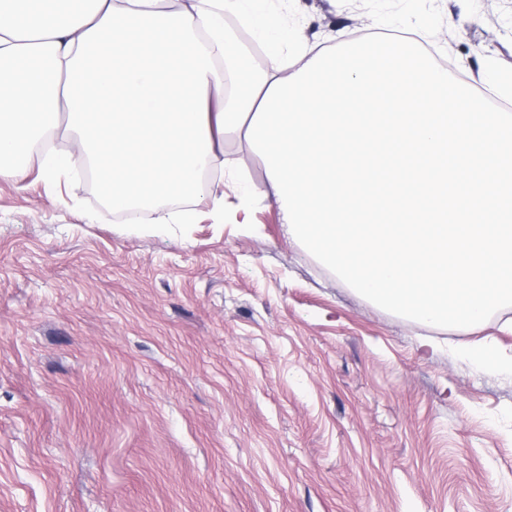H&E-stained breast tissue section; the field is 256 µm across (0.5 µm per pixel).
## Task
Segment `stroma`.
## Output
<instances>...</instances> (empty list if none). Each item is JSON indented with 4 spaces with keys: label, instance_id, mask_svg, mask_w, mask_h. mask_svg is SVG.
I'll list each match as a JSON object with an SVG mask.
<instances>
[{
    "label": "stroma",
    "instance_id": "35a3bbf8",
    "mask_svg": "<svg viewBox=\"0 0 512 512\" xmlns=\"http://www.w3.org/2000/svg\"><path fill=\"white\" fill-rule=\"evenodd\" d=\"M249 43L410 35L453 81L512 77V0H264ZM43 158L0 176V512H512V306L422 325L364 295L253 196L224 141L186 201L112 213ZM249 208L252 224H235ZM429 340L434 351L421 352ZM460 354L488 366L511 368L512 371V358L511 360L499 358L490 347L485 345H463L460 348Z\"/></svg>",
    "mask_w": 512,
    "mask_h": 512
}]
</instances>
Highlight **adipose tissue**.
I'll list each match as a JSON object with an SVG mask.
<instances>
[{"label":"adipose tissue","mask_w":512,"mask_h":512,"mask_svg":"<svg viewBox=\"0 0 512 512\" xmlns=\"http://www.w3.org/2000/svg\"><path fill=\"white\" fill-rule=\"evenodd\" d=\"M252 0H0V176L59 126L105 174L113 210L188 197L233 134L264 160L291 238L423 324L481 323L512 302V114L491 111L418 42L272 47L246 71L224 8Z\"/></svg>","instance_id":"obj_1"}]
</instances>
